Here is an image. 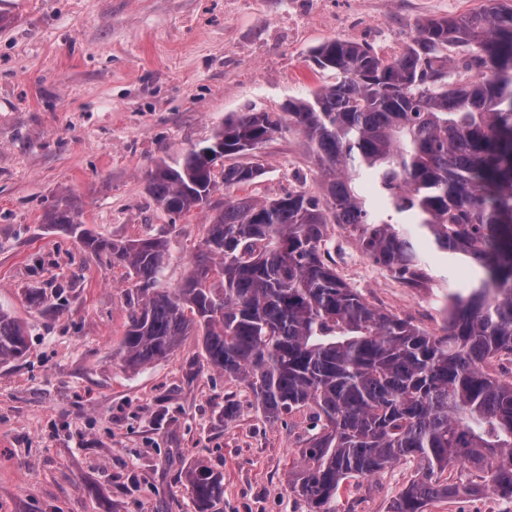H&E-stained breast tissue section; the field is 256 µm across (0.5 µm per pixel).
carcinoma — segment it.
I'll list each match as a JSON object with an SVG mask.
<instances>
[{
  "label": "carcinoma",
  "instance_id": "1",
  "mask_svg": "<svg viewBox=\"0 0 512 512\" xmlns=\"http://www.w3.org/2000/svg\"><path fill=\"white\" fill-rule=\"evenodd\" d=\"M313 60L336 72V83L288 100L282 112H242L149 174L145 190L164 212L210 210L177 285L166 283V238L104 237L70 202L43 223L126 269L124 371L195 336L208 367L245 381L267 418L313 411L322 425L291 471L310 512H336L348 480L402 459L418 460L422 472L388 512H425L462 491L512 500V380L490 369L512 358V5L487 0L420 22L390 58L333 38ZM284 129L305 138L323 197L235 195L264 174L238 158ZM220 190L224 198L212 201ZM330 224L349 228L410 287L428 279L422 238L464 256L478 276L446 296L443 322L428 332L373 306L337 274ZM69 288H31L28 301L64 313ZM27 349L25 325L0 303V367ZM449 469L467 471L469 484L434 477ZM185 481L194 512L224 497V475L202 463Z\"/></svg>",
  "mask_w": 512,
  "mask_h": 512
}]
</instances>
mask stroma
I'll return each mask as SVG.
<instances>
[{
    "mask_svg": "<svg viewBox=\"0 0 512 512\" xmlns=\"http://www.w3.org/2000/svg\"><path fill=\"white\" fill-rule=\"evenodd\" d=\"M486 0H0V303L31 336L0 368V512H194L184 472L202 460L224 476L212 512H309L288 486L314 434L308 410L272 421L241 380L208 368L195 337L127 373L116 351L128 322L124 268L85 254L45 213L71 200L87 228L122 240L171 239L168 284L183 277L206 213L171 218L145 191L148 171L212 137L225 117L278 112L334 84L312 48L352 40L391 57L418 22ZM264 175L238 194H320L301 135L260 147ZM346 282L373 305L439 327L448 292L476 276L433 251L430 276L404 307L389 272L329 225ZM74 283L68 312L25 293ZM407 460L347 483L350 512H387L416 473ZM427 512H512L489 492L437 500Z\"/></svg>",
    "mask_w": 512,
    "mask_h": 512,
    "instance_id": "1",
    "label": "stroma"
}]
</instances>
